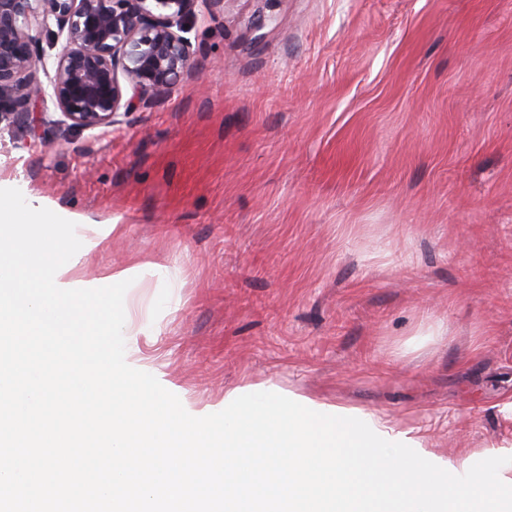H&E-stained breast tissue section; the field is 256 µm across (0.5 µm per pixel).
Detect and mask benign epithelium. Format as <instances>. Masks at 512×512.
I'll return each instance as SVG.
<instances>
[{
	"mask_svg": "<svg viewBox=\"0 0 512 512\" xmlns=\"http://www.w3.org/2000/svg\"><path fill=\"white\" fill-rule=\"evenodd\" d=\"M201 3L223 0H0V121L33 130L50 99L68 130L118 124L201 72L186 37ZM35 29L64 37L50 69Z\"/></svg>",
	"mask_w": 512,
	"mask_h": 512,
	"instance_id": "benign-epithelium-1",
	"label": "benign epithelium"
}]
</instances>
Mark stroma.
<instances>
[{
	"label": "stroma",
	"instance_id": "obj_1",
	"mask_svg": "<svg viewBox=\"0 0 512 512\" xmlns=\"http://www.w3.org/2000/svg\"><path fill=\"white\" fill-rule=\"evenodd\" d=\"M188 36L202 73L116 126L0 123V181L113 225L68 278L132 270L134 368L512 456V0H224Z\"/></svg>",
	"mask_w": 512,
	"mask_h": 512
}]
</instances>
